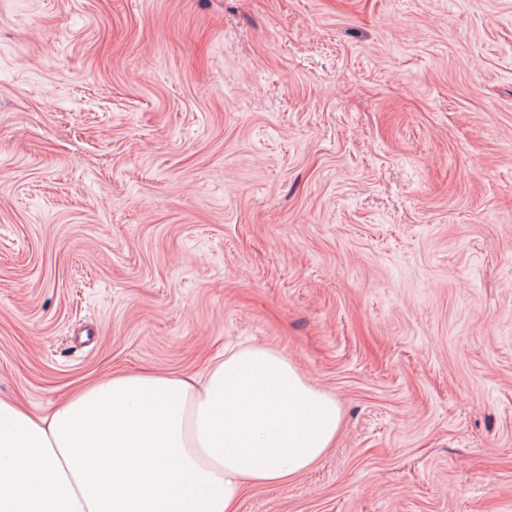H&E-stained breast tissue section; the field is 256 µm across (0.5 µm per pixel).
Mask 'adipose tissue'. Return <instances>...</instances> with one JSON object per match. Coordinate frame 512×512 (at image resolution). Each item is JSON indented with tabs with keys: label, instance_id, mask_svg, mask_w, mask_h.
Segmentation results:
<instances>
[{
	"label": "adipose tissue",
	"instance_id": "ef3b65f1",
	"mask_svg": "<svg viewBox=\"0 0 512 512\" xmlns=\"http://www.w3.org/2000/svg\"><path fill=\"white\" fill-rule=\"evenodd\" d=\"M340 408L279 350L117 372L37 415L0 398V512H236L330 448Z\"/></svg>",
	"mask_w": 512,
	"mask_h": 512
}]
</instances>
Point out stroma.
<instances>
[{"label":"stroma","mask_w":512,"mask_h":512,"mask_svg":"<svg viewBox=\"0 0 512 512\" xmlns=\"http://www.w3.org/2000/svg\"><path fill=\"white\" fill-rule=\"evenodd\" d=\"M238 345L343 415L238 512H512V0H0V397Z\"/></svg>","instance_id":"35a3bbf8"}]
</instances>
